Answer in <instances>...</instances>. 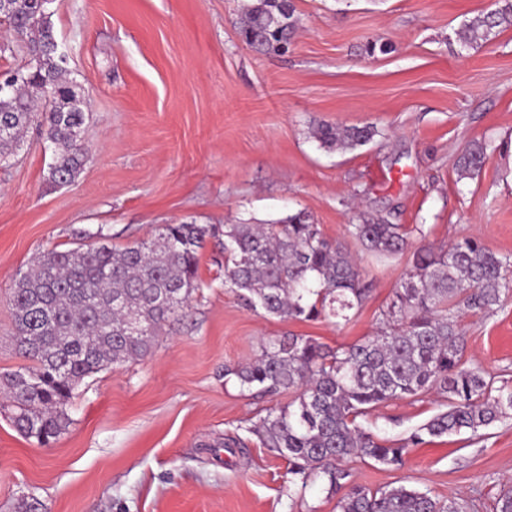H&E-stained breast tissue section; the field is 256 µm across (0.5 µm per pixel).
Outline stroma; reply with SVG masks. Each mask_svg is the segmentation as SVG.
Segmentation results:
<instances>
[{"instance_id": "35a3bbf8", "label": "stroma", "mask_w": 512, "mask_h": 512, "mask_svg": "<svg viewBox=\"0 0 512 512\" xmlns=\"http://www.w3.org/2000/svg\"><path fill=\"white\" fill-rule=\"evenodd\" d=\"M245 0H54L51 23L85 90L89 153L74 182L48 177L39 124L0 167V374L23 365L9 296L41 252L80 246L100 229L112 248L166 224H268L305 211L357 257L372 282L348 323L283 320L247 309L224 286L217 239L199 251L201 286L143 359L74 390L70 424L48 445L24 437L0 403V512H338L336 493L289 481L288 463L250 426L295 392L258 396L224 369L288 334L330 347L373 334L413 250L466 237L512 255V27L468 47L463 24L497 0H294L287 53L239 36ZM389 44L367 54L369 42ZM371 125L352 152L320 148L310 126ZM492 142L479 173L455 162ZM382 218L410 228L409 245L380 259L346 228ZM468 365L512 385V299L462 314ZM437 394L374 409L364 425L402 442L441 409ZM239 448L223 447L227 438ZM345 466L370 488L405 485L465 497L495 512L512 485V417L412 447L405 466L358 457Z\"/></svg>"}]
</instances>
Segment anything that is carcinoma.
I'll return each instance as SVG.
<instances>
[{
    "mask_svg": "<svg viewBox=\"0 0 512 512\" xmlns=\"http://www.w3.org/2000/svg\"><path fill=\"white\" fill-rule=\"evenodd\" d=\"M464 25L460 39L477 44L496 28L512 27V0ZM16 33L25 65L19 80L0 94V164L9 163L40 112L52 147L49 177L63 184L77 176L85 90L56 46L48 9L40 0H0V18ZM299 19L293 0H250L245 41L278 52ZM53 94L44 93V88ZM373 126L319 124L311 137L327 150L352 151L370 142ZM491 143L471 142L458 156L460 178L478 172ZM348 234L375 256L395 255L409 231L384 219L351 224ZM222 239L224 286L251 310L283 319L350 320L371 291L358 261L323 237L299 211L269 224L164 225L151 240L121 250L105 243L41 253L16 278L10 304L13 341L30 365L0 375V390L15 408L13 421L26 437L47 445L69 425L65 405L75 388L114 365L144 358L169 319L200 288L198 251L206 238ZM512 296V257L465 238L448 249L421 247L381 312V327L352 344L328 347L311 338L281 336L262 344L250 361L226 368L241 388L262 394L295 390L296 405L271 409L252 431L288 460L293 482L327 480L341 494L339 512H472L464 499L441 501L429 491L356 484L342 463L368 458L387 468L406 462L408 447L424 437L476 433L512 415V388L466 365L464 312L490 315ZM435 392L446 401L408 441L377 439L359 419L396 399Z\"/></svg>",
    "mask_w": 512,
    "mask_h": 512,
    "instance_id": "carcinoma-1",
    "label": "carcinoma"
}]
</instances>
